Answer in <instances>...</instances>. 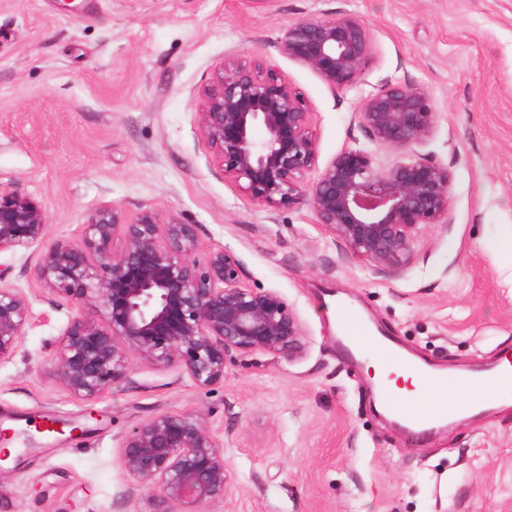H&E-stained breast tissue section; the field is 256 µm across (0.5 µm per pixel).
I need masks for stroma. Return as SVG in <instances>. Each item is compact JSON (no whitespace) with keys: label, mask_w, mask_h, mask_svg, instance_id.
Wrapping results in <instances>:
<instances>
[{"label":"stroma","mask_w":512,"mask_h":512,"mask_svg":"<svg viewBox=\"0 0 512 512\" xmlns=\"http://www.w3.org/2000/svg\"><path fill=\"white\" fill-rule=\"evenodd\" d=\"M342 13L365 24L372 54L337 90L277 42ZM228 56L261 57L300 93L323 165L371 145L355 119L371 93L423 87L435 122L410 152L451 169V224L422 226L412 263L377 272L308 205L245 196L199 123ZM0 189L35 199L52 239L76 237L111 203L196 225L202 252L231 250L243 285L288 301L305 344L292 361L236 357L208 388L179 367L137 363L86 401L47 372L72 306L32 280L38 247L1 251L31 304L0 362L6 512H154L120 450L163 413L202 415L224 441L229 493L206 512H512V405L421 434L394 425L335 314L349 304L450 373L512 352V0H0ZM47 418L74 435L46 432Z\"/></svg>","instance_id":"stroma-1"}]
</instances>
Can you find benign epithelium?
Here are the masks:
<instances>
[{
  "instance_id": "benign-epithelium-1",
  "label": "benign epithelium",
  "mask_w": 512,
  "mask_h": 512,
  "mask_svg": "<svg viewBox=\"0 0 512 512\" xmlns=\"http://www.w3.org/2000/svg\"><path fill=\"white\" fill-rule=\"evenodd\" d=\"M277 49L337 90L358 79L372 53L365 25L349 13L298 22ZM355 118L373 142L405 156L379 167L356 144L319 166L302 98L258 59L225 58L199 112L213 159L246 196L272 209L306 203L354 257L376 271L400 270L421 226L450 223L452 172L406 154L432 132L431 98L416 85L385 84ZM47 224L35 200L0 190V251L40 245L34 280L75 310L49 369L75 396L98 397L135 363L178 366L210 387L224 380L234 353L302 354V325L288 302L244 286L226 248L199 261L196 225L162 222L149 207L130 216L114 204L95 209L75 239H48ZM6 277L0 269V361L15 354L31 318L27 294ZM120 458L155 496V512H199L228 489L224 440L198 414L140 423Z\"/></svg>"
}]
</instances>
